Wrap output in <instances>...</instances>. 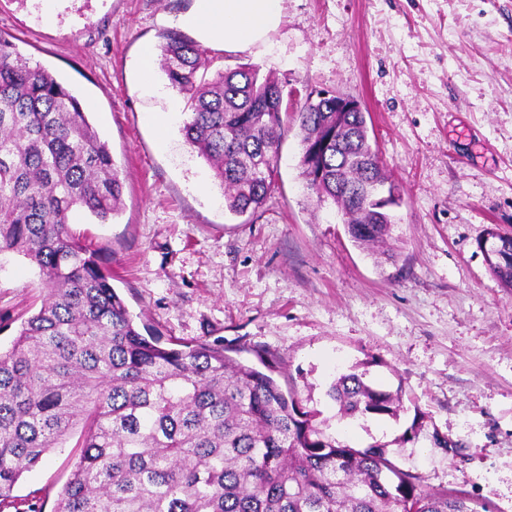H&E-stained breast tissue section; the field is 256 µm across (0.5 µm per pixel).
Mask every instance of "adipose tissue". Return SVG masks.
<instances>
[{"label":"adipose tissue","mask_w":512,"mask_h":512,"mask_svg":"<svg viewBox=\"0 0 512 512\" xmlns=\"http://www.w3.org/2000/svg\"><path fill=\"white\" fill-rule=\"evenodd\" d=\"M282 19V0H193L177 24L213 48L243 53L266 45Z\"/></svg>","instance_id":"ef3b65f1"}]
</instances>
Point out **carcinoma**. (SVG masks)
<instances>
[{"mask_svg":"<svg viewBox=\"0 0 512 512\" xmlns=\"http://www.w3.org/2000/svg\"><path fill=\"white\" fill-rule=\"evenodd\" d=\"M211 65L196 42L165 35L160 66L187 99L184 138L224 186L226 210L255 215L274 188L293 91L252 64L209 78ZM294 121L317 201L343 206L353 242L385 241L393 216L367 205L366 189L400 188L357 139L361 116L308 94ZM122 191L77 97L0 36V254L37 266L47 292L0 352V507L79 428L57 512H490L462 491L426 490L390 461L386 443L356 448L326 435L272 375L224 349L142 335L112 270L70 224L76 209L102 224L114 218ZM488 235L497 241L488 268L512 288V231ZM366 376L354 368L336 378L337 416L397 417L402 387Z\"/></svg>","mask_w":512,"mask_h":512,"instance_id":"cac0c4a2","label":"carcinoma"}]
</instances>
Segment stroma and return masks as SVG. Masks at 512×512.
<instances>
[{
    "label": "stroma",
    "mask_w": 512,
    "mask_h": 512,
    "mask_svg": "<svg viewBox=\"0 0 512 512\" xmlns=\"http://www.w3.org/2000/svg\"><path fill=\"white\" fill-rule=\"evenodd\" d=\"M190 4L0 0V36L78 96L123 179L119 215L101 224L79 210L73 229L111 266L142 334L275 360L281 389L337 441L387 444L425 488L512 512V289L479 248L490 228L512 230V0H283L268 49L207 51L217 68L251 63L364 103L401 190L392 263L317 203L293 124L262 211L225 210L185 114L163 115L175 89L160 71L164 96L139 81L141 47L160 49ZM44 295L38 268L0 256L1 350ZM361 363L373 385L402 389L399 418H337L327 391ZM80 440L24 474L0 512H54Z\"/></svg>",
    "instance_id": "stroma-1"
}]
</instances>
